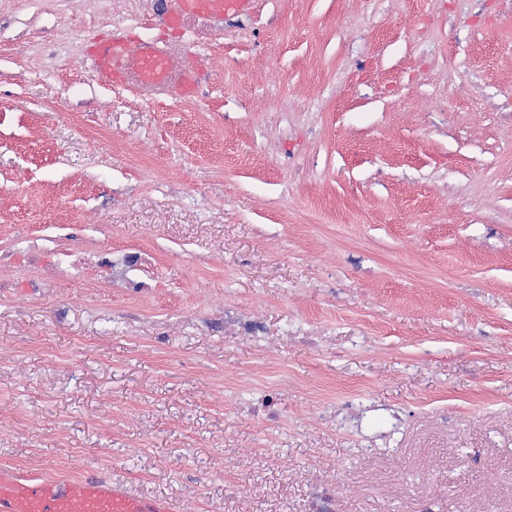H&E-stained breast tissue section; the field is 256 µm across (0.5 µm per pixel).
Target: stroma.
I'll return each mask as SVG.
<instances>
[{
    "label": "stroma",
    "mask_w": 512,
    "mask_h": 512,
    "mask_svg": "<svg viewBox=\"0 0 512 512\" xmlns=\"http://www.w3.org/2000/svg\"><path fill=\"white\" fill-rule=\"evenodd\" d=\"M471 8L258 0L179 100L89 72L113 20L151 38L137 0H0V251L143 258L0 267V464L176 512H512V50ZM74 257L70 261V268L72 274L79 277L82 273L83 264L94 263L100 268H104L108 271L112 282V274L117 269H120V273L126 276L127 273L137 269L138 265L142 264L141 256L136 253H126L121 258L114 260L112 259V249H103L99 254L85 255L81 252H73L70 254ZM225 322L232 326L236 332L241 334H252L262 327L267 336L273 335V332L269 328L260 326L257 320L241 315L231 307L225 308L224 310V323Z\"/></svg>",
    "instance_id": "1"
}]
</instances>
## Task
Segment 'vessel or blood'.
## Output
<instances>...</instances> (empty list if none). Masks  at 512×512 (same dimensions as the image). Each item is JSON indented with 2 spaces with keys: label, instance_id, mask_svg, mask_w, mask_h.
<instances>
[{
  "label": "vessel or blood",
  "instance_id": "b4317fda",
  "mask_svg": "<svg viewBox=\"0 0 512 512\" xmlns=\"http://www.w3.org/2000/svg\"><path fill=\"white\" fill-rule=\"evenodd\" d=\"M176 15L222 13L228 17L249 14L252 0H174ZM160 54L151 46L124 36L97 42L91 50V73L108 87L141 82V73ZM205 77L198 67L170 73L159 85L165 95L192 98ZM0 512H174L168 500L129 497L110 484L85 480H43L0 467Z\"/></svg>",
  "mask_w": 512,
  "mask_h": 512
}]
</instances>
